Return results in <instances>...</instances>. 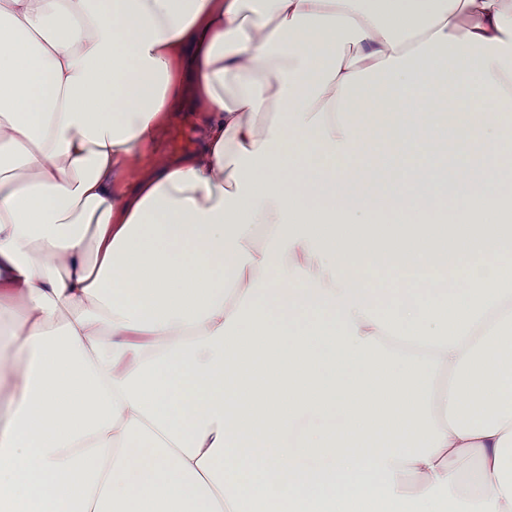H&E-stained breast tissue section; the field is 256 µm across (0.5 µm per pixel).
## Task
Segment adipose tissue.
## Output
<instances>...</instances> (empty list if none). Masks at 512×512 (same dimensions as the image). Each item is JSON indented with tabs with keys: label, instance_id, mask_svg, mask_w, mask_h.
<instances>
[{
	"label": "adipose tissue",
	"instance_id": "1",
	"mask_svg": "<svg viewBox=\"0 0 512 512\" xmlns=\"http://www.w3.org/2000/svg\"><path fill=\"white\" fill-rule=\"evenodd\" d=\"M509 100L512 0H0V512H512Z\"/></svg>",
	"mask_w": 512,
	"mask_h": 512
}]
</instances>
